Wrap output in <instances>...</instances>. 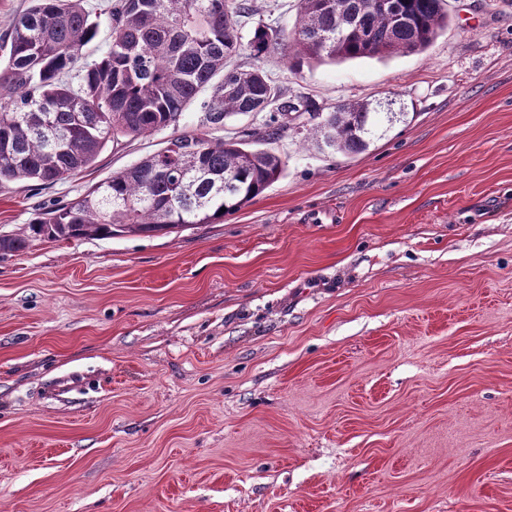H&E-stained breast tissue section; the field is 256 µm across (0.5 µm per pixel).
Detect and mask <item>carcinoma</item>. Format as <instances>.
<instances>
[{
    "label": "carcinoma",
    "instance_id": "carcinoma-1",
    "mask_svg": "<svg viewBox=\"0 0 512 512\" xmlns=\"http://www.w3.org/2000/svg\"><path fill=\"white\" fill-rule=\"evenodd\" d=\"M0 41V185H53L91 168L109 143L171 129L158 152L89 186L76 199L36 213L19 232L0 234V253L34 240L54 242L165 235L214 224L262 195L288 159L262 144L306 117L321 151L355 155L405 116L395 100H364L318 110L287 94L260 67L232 65L283 49L289 66L420 54L448 29L446 0H298L291 32L254 18L245 0H114L110 43L84 64L80 85L68 75L81 47L97 35L84 0H30ZM251 20L248 30L242 21ZM201 102L196 131L180 130ZM266 113L262 127L214 139L231 115ZM226 213H220L221 208Z\"/></svg>",
    "mask_w": 512,
    "mask_h": 512
}]
</instances>
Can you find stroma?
<instances>
[{"label": "stroma", "mask_w": 512, "mask_h": 512, "mask_svg": "<svg viewBox=\"0 0 512 512\" xmlns=\"http://www.w3.org/2000/svg\"><path fill=\"white\" fill-rule=\"evenodd\" d=\"M425 52L261 67L407 117L293 132L216 224L0 254V512H512V0ZM0 187V231L163 147Z\"/></svg>", "instance_id": "1"}]
</instances>
